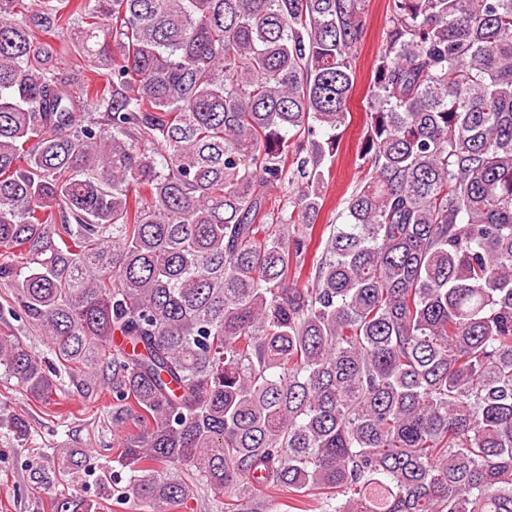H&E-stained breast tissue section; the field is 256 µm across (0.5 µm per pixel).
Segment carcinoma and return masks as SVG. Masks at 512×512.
<instances>
[{"label":"carcinoma","mask_w":512,"mask_h":512,"mask_svg":"<svg viewBox=\"0 0 512 512\" xmlns=\"http://www.w3.org/2000/svg\"><path fill=\"white\" fill-rule=\"evenodd\" d=\"M393 3L369 174L318 224L364 0H0V284L105 361L140 512H512V0ZM0 368L55 401L1 332ZM174 512H224V496L214 495L209 488L200 486L194 497Z\"/></svg>","instance_id":"cac0c4a2"}]
</instances>
